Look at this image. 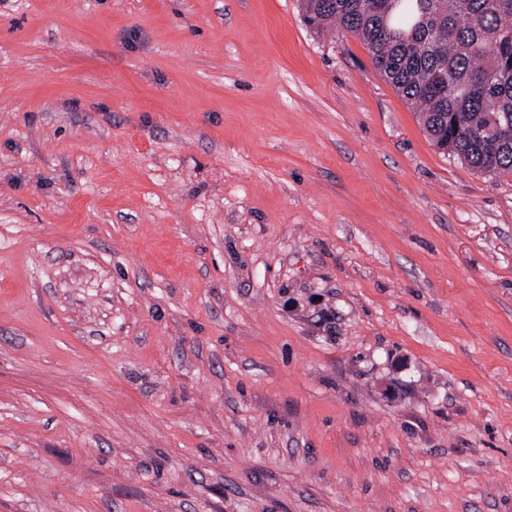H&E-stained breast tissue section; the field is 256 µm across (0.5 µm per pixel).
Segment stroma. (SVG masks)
<instances>
[{
    "mask_svg": "<svg viewBox=\"0 0 512 512\" xmlns=\"http://www.w3.org/2000/svg\"><path fill=\"white\" fill-rule=\"evenodd\" d=\"M0 512H512V174L298 0H0Z\"/></svg>",
    "mask_w": 512,
    "mask_h": 512,
    "instance_id": "obj_1",
    "label": "stroma"
}]
</instances>
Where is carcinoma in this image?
Instances as JSON below:
<instances>
[{
  "label": "carcinoma",
  "instance_id": "obj_1",
  "mask_svg": "<svg viewBox=\"0 0 512 512\" xmlns=\"http://www.w3.org/2000/svg\"><path fill=\"white\" fill-rule=\"evenodd\" d=\"M312 30L352 35L442 153L512 174V0H301Z\"/></svg>",
  "mask_w": 512,
  "mask_h": 512
}]
</instances>
